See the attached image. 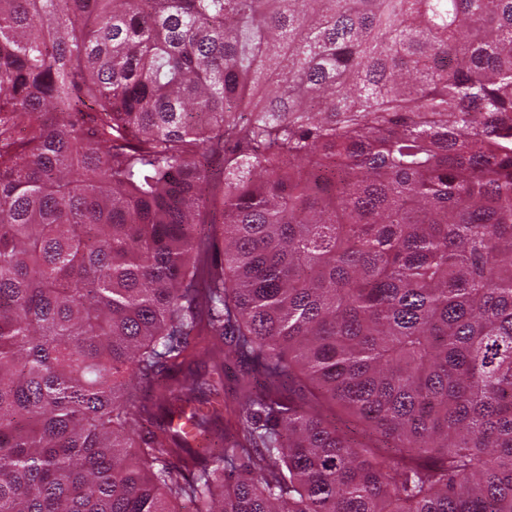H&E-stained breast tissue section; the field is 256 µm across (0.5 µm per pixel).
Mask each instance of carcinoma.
Instances as JSON below:
<instances>
[{
	"instance_id": "carcinoma-1",
	"label": "carcinoma",
	"mask_w": 512,
	"mask_h": 512,
	"mask_svg": "<svg viewBox=\"0 0 512 512\" xmlns=\"http://www.w3.org/2000/svg\"><path fill=\"white\" fill-rule=\"evenodd\" d=\"M184 501L512 512V0H0V512Z\"/></svg>"
}]
</instances>
